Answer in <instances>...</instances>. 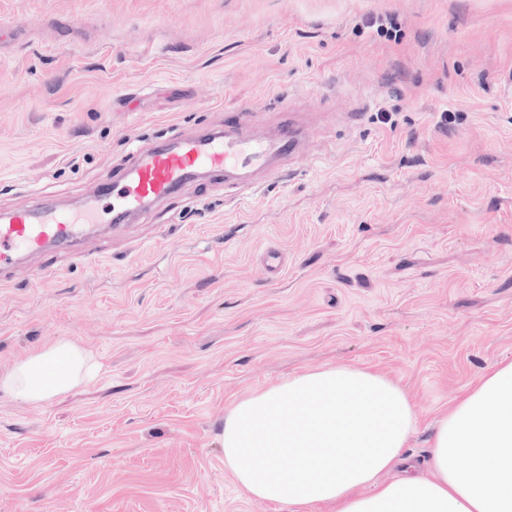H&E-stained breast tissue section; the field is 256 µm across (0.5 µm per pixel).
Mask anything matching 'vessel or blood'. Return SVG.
<instances>
[{"instance_id":"obj_1","label":"vessel or blood","mask_w":512,"mask_h":512,"mask_svg":"<svg viewBox=\"0 0 512 512\" xmlns=\"http://www.w3.org/2000/svg\"><path fill=\"white\" fill-rule=\"evenodd\" d=\"M240 112L223 126L178 133L136 145L135 163L76 206L49 202L0 213V273L36 256L65 253L77 264L92 263L87 237H110L113 228L175 198L189 184L223 181L227 200L256 192L287 177V157L310 148L312 137L292 119L260 136Z\"/></svg>"}]
</instances>
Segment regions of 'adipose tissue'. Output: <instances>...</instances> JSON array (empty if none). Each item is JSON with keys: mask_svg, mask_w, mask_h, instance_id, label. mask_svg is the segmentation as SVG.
Wrapping results in <instances>:
<instances>
[{"mask_svg": "<svg viewBox=\"0 0 512 512\" xmlns=\"http://www.w3.org/2000/svg\"><path fill=\"white\" fill-rule=\"evenodd\" d=\"M98 369L91 351L59 341L0 372V392L41 404ZM419 423L405 388L326 364L225 413L224 467L246 498L286 512H512V360L489 365L432 420L422 462L406 452Z\"/></svg>", "mask_w": 512, "mask_h": 512, "instance_id": "1", "label": "adipose tissue"}]
</instances>
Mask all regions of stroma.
I'll return each mask as SVG.
<instances>
[{"label": "stroma", "mask_w": 512, "mask_h": 512, "mask_svg": "<svg viewBox=\"0 0 512 512\" xmlns=\"http://www.w3.org/2000/svg\"><path fill=\"white\" fill-rule=\"evenodd\" d=\"M392 22L389 39L363 19ZM0 210L74 205L145 138L251 108L317 158L224 203L187 186L0 275V369L69 340L99 378L0 393V512H284L241 495L237 400L325 363L404 385L422 425L512 359V0H0ZM287 258L270 279L260 256Z\"/></svg>", "instance_id": "1"}]
</instances>
